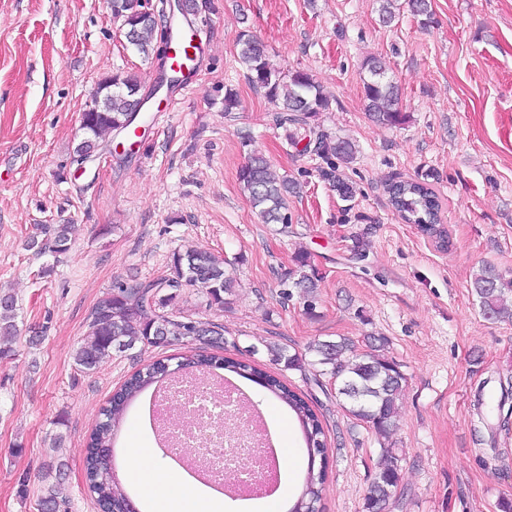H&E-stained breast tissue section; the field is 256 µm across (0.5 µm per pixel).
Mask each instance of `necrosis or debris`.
I'll use <instances>...</instances> for the list:
<instances>
[{"mask_svg":"<svg viewBox=\"0 0 512 512\" xmlns=\"http://www.w3.org/2000/svg\"><path fill=\"white\" fill-rule=\"evenodd\" d=\"M151 416L171 452L187 456L210 483H234L252 495L266 488L267 433L239 390L206 375L185 376L163 389Z\"/></svg>","mask_w":512,"mask_h":512,"instance_id":"4bbe7bcc","label":"necrosis or debris"}]
</instances>
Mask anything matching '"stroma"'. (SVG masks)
I'll return each mask as SVG.
<instances>
[{
    "mask_svg": "<svg viewBox=\"0 0 512 512\" xmlns=\"http://www.w3.org/2000/svg\"><path fill=\"white\" fill-rule=\"evenodd\" d=\"M377 0H208L192 15L200 52L188 79L156 89L157 59L118 30L110 0H0V292L16 297L12 354L0 358V512H41L59 485V512H97L84 479L86 439L98 412L132 372L189 355L183 341L130 350L77 370L73 350L114 279L156 280L191 244L228 262L237 281L223 309L182 288L184 316L224 327L227 356L255 361L312 398L330 450L320 512H363L380 450L377 435L339 405L319 367L283 371L260 340L306 352L316 340L368 337L407 379L391 437L402 457L388 512H503L512 502V419L479 424V387L512 382V322L484 318L471 294L484 263L512 273V0H432L434 23L409 11L386 27ZM283 70H306L331 98L318 123L358 152L339 167L338 195L308 130L278 126L236 56L242 30ZM380 58L401 90L406 124L381 127L364 109L363 63ZM123 71L152 94L133 147L99 150L78 165L79 116L104 77ZM241 106L224 118V91ZM250 147H243V134ZM301 185L288 228L262 223L241 193L246 151ZM426 182L441 203L448 249L404 223L385 187ZM74 224L69 252L37 254L43 227ZM364 237V257L354 240ZM307 252L321 281L313 312L280 297ZM40 337L28 345L29 337ZM149 395L128 408L110 460L124 478L130 443L158 445Z\"/></svg>",
    "mask_w": 512,
    "mask_h": 512,
    "instance_id": "obj_1",
    "label": "stroma"
}]
</instances>
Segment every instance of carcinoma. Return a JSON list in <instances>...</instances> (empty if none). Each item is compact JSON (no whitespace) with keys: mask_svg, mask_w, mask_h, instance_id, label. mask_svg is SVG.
<instances>
[{"mask_svg":"<svg viewBox=\"0 0 512 512\" xmlns=\"http://www.w3.org/2000/svg\"><path fill=\"white\" fill-rule=\"evenodd\" d=\"M408 6L419 23L428 27L434 23L431 0H408ZM172 3H160L154 8L149 0H111L112 16L131 33L127 40L137 53L148 58L163 53L162 43L169 40L163 24ZM200 46L186 40L180 43V68H169L164 76L173 86L179 82L183 67H193ZM237 57L245 67L247 78L254 88L263 91L269 103L278 112L280 125L300 127L309 125L320 113L329 109V97L314 75L304 71H283L270 63L266 46L251 32L243 31L237 40ZM365 110L371 121L378 125L400 126L407 120L402 112L401 92L382 62L374 57L363 64ZM104 81L109 96L97 111L89 109L80 114L83 140L76 147L79 161H86L85 152L99 149L108 142L112 133H135L141 115L137 113L140 84L135 76L116 72ZM315 154L328 165L323 175L332 179L339 196L348 200L354 188L336 173V162L350 163L357 153L356 145L347 138H332L319 132ZM241 191L266 224H289L288 197L297 190V183L281 175L270 160L251 154L238 173ZM389 201L395 211L408 224H414L436 241L445 242L448 232L437 222L441 206L436 193L428 184L412 180H392L386 185ZM72 225L52 224L45 232L52 235L51 252L64 254L70 248ZM170 273L156 281L128 282L117 279L111 290L93 306L85 336L74 351L75 364L90 372L98 364L117 353L136 347L158 346L154 341L158 330L165 336L182 339L187 343L200 342L209 349L195 354L185 369L192 367L205 375L224 369L240 377L258 374L266 379L264 390L275 396L294 413L306 444V450H315L318 465L307 467L301 492L291 512H317L328 477V448L322 437V424L313 406L303 395L286 383L258 367L223 355L224 327L219 324L187 318L176 308L173 293L164 294L165 288L184 286L199 288L209 305L224 308L226 297L234 292L235 280L227 275L224 261L210 252L187 246L170 257ZM319 276L310 265V257L302 252L296 255V269L282 280L281 295L287 301L292 296L289 288L299 290L304 309L311 313L316 308ZM471 293L479 304L483 316L490 320L512 322V276L492 264H484L471 282ZM16 300L9 294L0 296V333H16ZM270 361L287 370L305 369L306 358L300 353L275 342L264 344ZM316 362L326 367V373L339 384L338 394L344 397L343 408L356 420L368 424L385 441L378 456L375 474L365 498V512H383L389 505L400 483L401 456L388 440L397 425L405 377L396 361L384 353L383 345L372 344L359 353L352 341H318L309 346ZM164 364L156 361L134 372L114 393L101 410V418L87 441L85 483L101 512H122L127 498L122 485L106 477V455L112 447L115 430L124 419L126 410L146 388L174 378V373L163 372ZM509 389H502L500 399L484 397L479 389L474 404L477 415L502 417L509 400Z\"/></svg>","mask_w":512,"mask_h":512,"instance_id":"obj_1","label":"carcinoma"}]
</instances>
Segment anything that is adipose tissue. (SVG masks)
Masks as SVG:
<instances>
[{"label": "adipose tissue", "mask_w": 512, "mask_h": 512, "mask_svg": "<svg viewBox=\"0 0 512 512\" xmlns=\"http://www.w3.org/2000/svg\"><path fill=\"white\" fill-rule=\"evenodd\" d=\"M127 476L153 512H240L238 502L204 491L194 478L153 450L132 447Z\"/></svg>", "instance_id": "adipose-tissue-1"}]
</instances>
